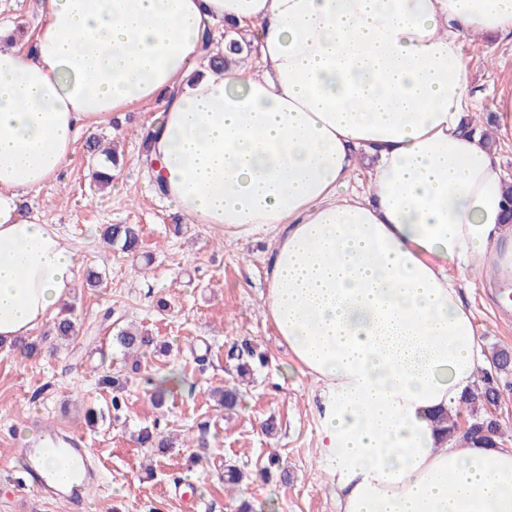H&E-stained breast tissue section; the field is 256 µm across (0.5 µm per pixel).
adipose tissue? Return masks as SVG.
<instances>
[{
	"label": "adipose tissue",
	"mask_w": 512,
	"mask_h": 512,
	"mask_svg": "<svg viewBox=\"0 0 512 512\" xmlns=\"http://www.w3.org/2000/svg\"><path fill=\"white\" fill-rule=\"evenodd\" d=\"M41 16L29 49L0 23V344L75 280L23 197L80 137L156 102L165 200L275 242L264 311L321 389L339 512H512V448L435 428L485 360L452 270L512 280L507 184L466 129L461 54L464 34L512 35V0H41ZM218 24L252 28L257 61L196 75Z\"/></svg>",
	"instance_id": "1"
}]
</instances>
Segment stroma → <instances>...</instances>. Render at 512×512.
Listing matches in <instances>:
<instances>
[{"label": "stroma", "instance_id": "35a3bbf8", "mask_svg": "<svg viewBox=\"0 0 512 512\" xmlns=\"http://www.w3.org/2000/svg\"><path fill=\"white\" fill-rule=\"evenodd\" d=\"M472 64L471 110L484 119L499 95L512 92V36L462 40ZM153 106L134 107L99 127L100 139H117L124 164L110 188L97 191L89 175L85 141L55 183L26 197L23 207L60 230L75 253L76 280L69 298L81 324L77 338L51 345L49 325L30 338L41 352L21 359L0 346V512H237V495L225 492V466L247 476L241 485L255 512H337L330 464L320 452V389L292 361L262 309L270 236L229 238L219 229L191 223L155 192L142 159L143 132ZM109 224L140 228L138 257L108 247ZM142 265L144 273L133 270ZM461 296L485 329V349L512 351V320L499 318L486 271L464 272ZM169 307H155L158 298ZM148 330L168 352L147 355L142 373L169 376L170 395L156 408L140 379L127 391V409L112 415L110 389L99 383L97 366L125 360L112 338L127 325ZM257 344L268 358L232 414L210 398L212 388L231 382L229 349L241 341ZM103 418L88 423V408ZM275 424L274 434L262 429ZM210 424L208 463L190 462L189 441L199 422ZM160 424L178 446L163 457L139 447L140 428ZM60 428L81 432L99 477L83 505L40 497L25 482L23 450L34 435ZM270 468L266 479L256 478Z\"/></svg>", "mask_w": 512, "mask_h": 512}]
</instances>
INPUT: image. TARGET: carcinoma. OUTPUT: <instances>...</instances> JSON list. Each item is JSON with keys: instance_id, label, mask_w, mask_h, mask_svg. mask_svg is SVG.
<instances>
[{"instance_id": "cac0c4a2", "label": "carcinoma", "mask_w": 512, "mask_h": 512, "mask_svg": "<svg viewBox=\"0 0 512 512\" xmlns=\"http://www.w3.org/2000/svg\"><path fill=\"white\" fill-rule=\"evenodd\" d=\"M212 38H207L204 45L208 66L214 73H220L228 64V56H241L243 52L250 51V44L230 39L225 43V52L213 53L210 51ZM92 165L91 180L94 186L101 190L112 182V176L98 170V164L104 160L113 167H119V154L116 145L104 144L99 140H92L87 144ZM104 241L122 252L133 255L140 248L139 228L135 224H109L103 232ZM64 315L54 322V331L63 341H71L76 337L78 319L74 317V310L67 306L63 309ZM117 344L124 354L134 358L130 371L137 374L141 370V359L147 352L157 347L154 336L147 332H139L130 328L124 329L116 336ZM228 357L234 361V370L240 379L254 375L257 368L265 365V356L250 342L245 341L235 345L228 351ZM103 386L112 389V411L115 416L125 410L126 400L124 391L128 376L108 371L100 378ZM147 393L151 401L157 406L165 405L169 390L167 378H149L145 382ZM224 410L231 411L238 405L241 393L238 386L228 384L213 391ZM497 391L488 371L483 370L478 376L472 390L464 395L458 409L441 413L436 419V427L450 437L460 436L463 442L475 447H495L499 445V424L494 417L492 407L497 403ZM469 415V422L464 432H459L458 417L461 412ZM136 442L143 448H150L159 454H166L173 448V442L158 431V428H143L139 431Z\"/></svg>"}]
</instances>
